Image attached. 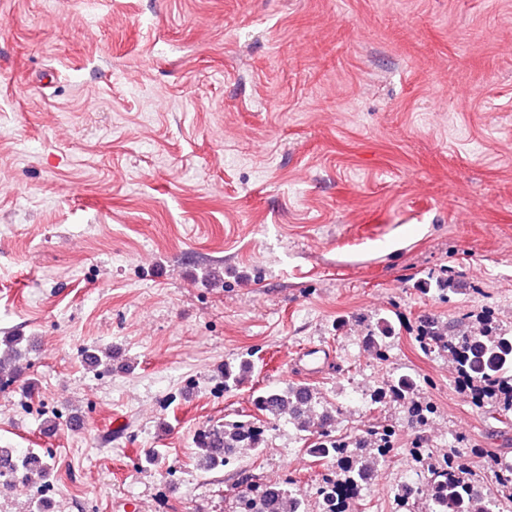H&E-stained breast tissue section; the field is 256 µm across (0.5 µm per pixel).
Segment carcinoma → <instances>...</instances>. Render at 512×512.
<instances>
[{"mask_svg":"<svg viewBox=\"0 0 512 512\" xmlns=\"http://www.w3.org/2000/svg\"><path fill=\"white\" fill-rule=\"evenodd\" d=\"M380 335L366 337L365 344L380 359L386 357L389 326L382 321ZM421 346L448 356L458 383L468 387L471 402L491 414L512 410V327L481 315L453 325L429 323L417 335ZM20 336H0V389L13 384L18 376L14 346ZM252 365L243 360L236 367L224 368V385L236 386L251 372ZM301 384L259 391L254 406L268 419L284 416L302 432H315L308 454L318 460L336 462V475L323 480L325 512H353L352 502L367 486V474L386 459L393 447L395 430L388 425L353 439L336 438L325 431L332 420L330 412L319 413L314 397L302 396ZM392 399L403 404L412 423L424 427L434 413L431 402L419 395L416 379L404 374L384 389L372 391L371 401ZM262 426L251 421H232L199 431L194 437L197 466L205 471L226 467L241 449H259L254 437L263 433ZM469 464L460 455L446 457L442 463L427 466L428 482L436 493L429 499L425 512H499L500 500L493 491L480 492L468 474ZM11 469L50 475L51 467L37 448L12 452ZM247 495L250 512H297L302 508L301 493L281 484H260Z\"/></svg>","mask_w":512,"mask_h":512,"instance_id":"cac0c4a2","label":"carcinoma"}]
</instances>
